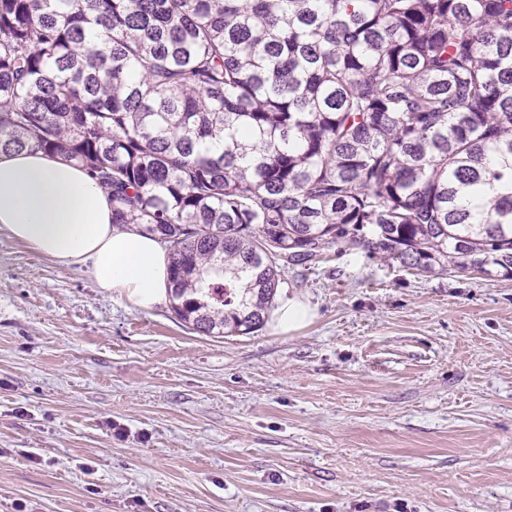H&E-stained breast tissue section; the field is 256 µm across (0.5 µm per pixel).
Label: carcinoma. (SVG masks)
Returning a JSON list of instances; mask_svg holds the SVG:
<instances>
[{
	"label": "carcinoma",
	"mask_w": 512,
	"mask_h": 512,
	"mask_svg": "<svg viewBox=\"0 0 512 512\" xmlns=\"http://www.w3.org/2000/svg\"><path fill=\"white\" fill-rule=\"evenodd\" d=\"M32 147L158 236L205 336L332 245L512 279V0H0V152Z\"/></svg>",
	"instance_id": "obj_1"
}]
</instances>
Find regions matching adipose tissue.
Listing matches in <instances>:
<instances>
[{
  "instance_id": "ef3b65f1",
  "label": "adipose tissue",
  "mask_w": 512,
  "mask_h": 512,
  "mask_svg": "<svg viewBox=\"0 0 512 512\" xmlns=\"http://www.w3.org/2000/svg\"><path fill=\"white\" fill-rule=\"evenodd\" d=\"M60 263L87 268L97 286L149 310L168 296L169 259L157 238L112 222V196L81 167L31 148L0 152V232ZM315 313L300 295L281 296L267 312L292 334Z\"/></svg>"
}]
</instances>
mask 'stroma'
Wrapping results in <instances>:
<instances>
[{"label": "stroma", "mask_w": 512, "mask_h": 512, "mask_svg": "<svg viewBox=\"0 0 512 512\" xmlns=\"http://www.w3.org/2000/svg\"><path fill=\"white\" fill-rule=\"evenodd\" d=\"M203 336L0 233V512H512V280L328 248Z\"/></svg>", "instance_id": "35a3bbf8"}]
</instances>
